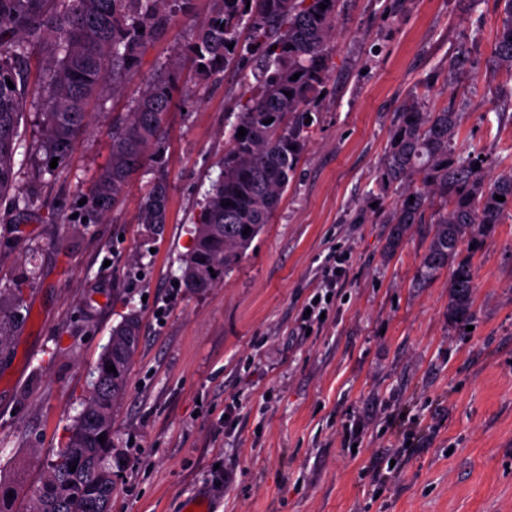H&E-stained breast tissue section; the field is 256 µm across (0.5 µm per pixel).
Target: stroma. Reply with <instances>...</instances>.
<instances>
[{
	"label": "stroma",
	"mask_w": 512,
	"mask_h": 512,
	"mask_svg": "<svg viewBox=\"0 0 512 512\" xmlns=\"http://www.w3.org/2000/svg\"><path fill=\"white\" fill-rule=\"evenodd\" d=\"M504 0H341L331 72L295 176L271 224L223 284L178 286L203 194L246 80L200 84L166 129L160 231L138 224L135 178L107 218L76 220L109 159L108 132L141 84L192 37L210 0L147 45L119 92L104 90L69 167L36 176L26 105L13 201L0 204V290L28 310L0 360V480L13 512L68 440L113 326L141 342L112 423L111 512H512V215L472 253L469 324L448 317L452 270L422 274L432 236L396 249L377 175L401 104L453 108L455 143L512 169V73L492 57ZM341 259L324 321L308 298Z\"/></svg>",
	"instance_id": "1"
}]
</instances>
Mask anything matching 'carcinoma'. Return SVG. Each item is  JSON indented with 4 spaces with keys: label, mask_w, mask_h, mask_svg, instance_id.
<instances>
[{
    "label": "carcinoma",
    "mask_w": 512,
    "mask_h": 512,
    "mask_svg": "<svg viewBox=\"0 0 512 512\" xmlns=\"http://www.w3.org/2000/svg\"><path fill=\"white\" fill-rule=\"evenodd\" d=\"M505 2L506 17L492 54L512 72V0ZM338 7L339 0H211L191 41L176 48L171 61L144 82L126 117L112 122L109 160L83 193L85 223L105 218L123 190L144 173L152 178L137 223L154 231L167 223L165 128L175 107L193 102L181 83V59L192 61L201 82L235 61L249 62L255 83L237 100L224 169L204 194L193 228L195 244L182 259L185 287L201 292L223 282L271 223L298 168L313 127L307 118L329 78ZM191 13L192 0H0V199L15 186L14 157L28 97L42 105L33 145L37 174L62 171L90 121L89 102L109 84L117 90L135 71L150 39ZM37 47L43 64L32 80ZM419 99L415 93L403 105L379 188L386 192L420 177V186L403 193L384 222L393 225L391 250L411 225H434L422 269L429 277L448 266L462 245L475 243L512 211V174L486 173L476 151L453 144L457 114L425 112ZM268 119L271 123L264 124ZM241 127L246 135L239 138ZM497 195L505 200H496ZM449 288L448 317L463 321L471 315L469 261L457 263ZM23 307L21 287L0 291L1 356L7 352L9 325L23 320ZM139 339L133 314L112 328L68 442L39 484L27 491V512H110L112 472L106 460L113 409L124 394ZM117 355L121 362L114 374L107 367ZM101 435L103 442L98 441Z\"/></svg>",
    "instance_id": "obj_1"
}]
</instances>
